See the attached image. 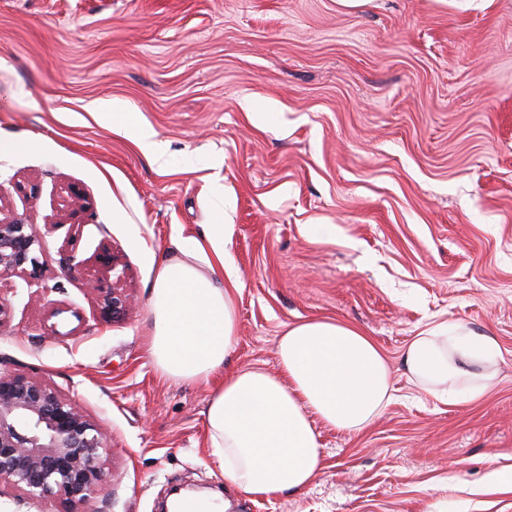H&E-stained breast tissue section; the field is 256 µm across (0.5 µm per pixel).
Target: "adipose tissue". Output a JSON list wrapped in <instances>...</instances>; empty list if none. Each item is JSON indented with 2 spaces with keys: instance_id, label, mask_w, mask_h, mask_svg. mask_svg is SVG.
<instances>
[{
  "instance_id": "1",
  "label": "adipose tissue",
  "mask_w": 512,
  "mask_h": 512,
  "mask_svg": "<svg viewBox=\"0 0 512 512\" xmlns=\"http://www.w3.org/2000/svg\"><path fill=\"white\" fill-rule=\"evenodd\" d=\"M102 118L131 128L143 155L159 149L150 125L132 120L119 101L95 104ZM232 267L216 273L194 254L164 259L152 290L149 352L161 376L219 385L206 421L225 481L251 499L304 490L322 468L316 423L357 434L393 398L391 368L375 342L333 319L289 325L277 345V369L225 373L237 344ZM494 337L437 324L402 352L409 379L447 403L476 402L493 387Z\"/></svg>"
}]
</instances>
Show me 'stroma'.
I'll return each mask as SVG.
<instances>
[{"mask_svg": "<svg viewBox=\"0 0 512 512\" xmlns=\"http://www.w3.org/2000/svg\"><path fill=\"white\" fill-rule=\"evenodd\" d=\"M94 100L151 125L160 161ZM0 136L27 143L0 155V210L43 233L53 288L0 279V360L105 424L107 512H157L178 484L229 512H512V0H0ZM218 224L240 282L225 371L274 370L285 326L313 318L393 370L371 427L316 424L323 467L299 493L230 489L213 385L160 377L147 351L160 256L213 260ZM107 242L133 297L119 323L87 287ZM438 323L496 338L484 400L409 383L401 353Z\"/></svg>", "mask_w": 512, "mask_h": 512, "instance_id": "1", "label": "stroma"}]
</instances>
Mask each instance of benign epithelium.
<instances>
[{"mask_svg": "<svg viewBox=\"0 0 512 512\" xmlns=\"http://www.w3.org/2000/svg\"><path fill=\"white\" fill-rule=\"evenodd\" d=\"M43 239L33 225L15 216H0V277H17L44 298L52 289L40 283L38 253ZM95 260L112 273V287H93L96 312L120 321L131 307L123 288L122 256L108 243ZM102 425L34 374L19 373L0 362V495L21 491L49 499L74 512L102 492L103 457L108 454Z\"/></svg>", "mask_w": 512, "mask_h": 512, "instance_id": "obj_1", "label": "benign epithelium"}]
</instances>
